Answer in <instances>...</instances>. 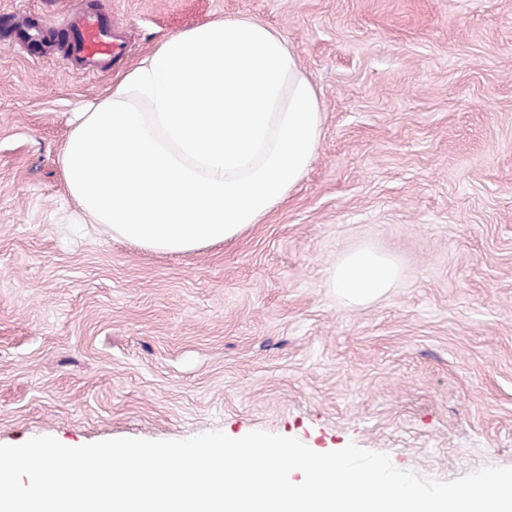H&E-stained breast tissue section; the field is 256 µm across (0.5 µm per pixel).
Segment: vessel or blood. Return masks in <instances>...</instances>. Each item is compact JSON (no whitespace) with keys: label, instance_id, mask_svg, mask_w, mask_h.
Listing matches in <instances>:
<instances>
[{"label":"vessel or blood","instance_id":"b4317fda","mask_svg":"<svg viewBox=\"0 0 512 512\" xmlns=\"http://www.w3.org/2000/svg\"><path fill=\"white\" fill-rule=\"evenodd\" d=\"M64 36V53L75 74L87 78L107 72L113 61L127 52L125 43L112 31V17L99 9L64 12L53 23ZM42 27L18 20L13 28L14 50L32 55L34 45L43 36Z\"/></svg>","mask_w":512,"mask_h":512}]
</instances>
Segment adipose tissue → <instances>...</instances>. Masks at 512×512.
Wrapping results in <instances>:
<instances>
[{
	"instance_id": "adipose-tissue-1",
	"label": "adipose tissue",
	"mask_w": 512,
	"mask_h": 512,
	"mask_svg": "<svg viewBox=\"0 0 512 512\" xmlns=\"http://www.w3.org/2000/svg\"><path fill=\"white\" fill-rule=\"evenodd\" d=\"M317 92L287 41L217 18L161 42L76 113L59 162L85 221L163 253L259 223L304 176L321 137ZM397 276L385 256H345L331 286L349 303Z\"/></svg>"
}]
</instances>
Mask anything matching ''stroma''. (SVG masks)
Listing matches in <instances>:
<instances>
[{"instance_id":"35a3bbf8","label":"stroma","mask_w":512,"mask_h":512,"mask_svg":"<svg viewBox=\"0 0 512 512\" xmlns=\"http://www.w3.org/2000/svg\"><path fill=\"white\" fill-rule=\"evenodd\" d=\"M131 38L76 79L0 45V445L259 430L452 480L512 466V0H78ZM220 17L281 34L323 124L303 179L229 241L156 253L75 221L73 112ZM398 276L352 305L348 252Z\"/></svg>"}]
</instances>
